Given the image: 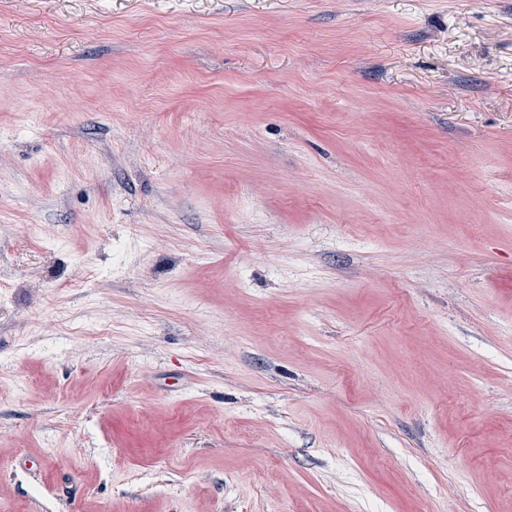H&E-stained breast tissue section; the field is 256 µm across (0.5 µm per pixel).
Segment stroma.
I'll return each mask as SVG.
<instances>
[{"mask_svg": "<svg viewBox=\"0 0 512 512\" xmlns=\"http://www.w3.org/2000/svg\"><path fill=\"white\" fill-rule=\"evenodd\" d=\"M0 512H512V0H0Z\"/></svg>", "mask_w": 512, "mask_h": 512, "instance_id": "obj_1", "label": "stroma"}]
</instances>
